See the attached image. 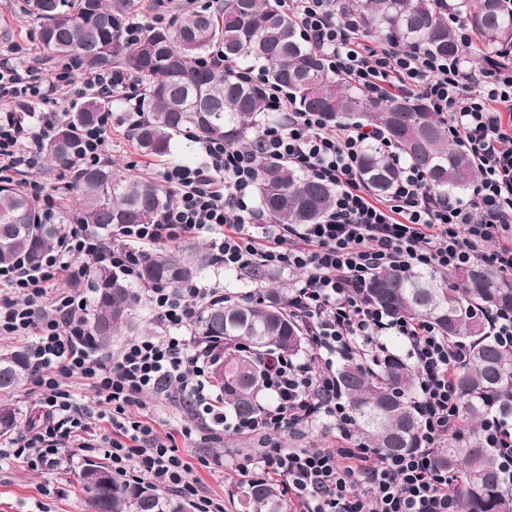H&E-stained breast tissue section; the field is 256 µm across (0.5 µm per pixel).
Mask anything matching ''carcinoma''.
<instances>
[{"label":"carcinoma","mask_w":512,"mask_h":512,"mask_svg":"<svg viewBox=\"0 0 512 512\" xmlns=\"http://www.w3.org/2000/svg\"><path fill=\"white\" fill-rule=\"evenodd\" d=\"M133 0H24V10L38 29L39 48L47 59H76L85 69L131 71L144 81V122L134 133L141 150L154 157L172 153L178 136L219 138L253 147L269 112L270 90L286 92L300 112L319 114L336 127L360 123L379 127L402 159L421 169L428 185L442 194L469 190L475 169L465 150L448 141L438 113L415 98L373 100L362 90L330 75L317 50L307 44L282 0H224L220 16L189 12L173 29L150 28L134 45L120 39ZM349 8L375 31L401 45L429 53L461 54L448 17L434 0H350ZM448 9L466 15L479 35L473 60L495 53L512 61V9L505 0H452ZM224 59L259 63L261 82L233 68L202 66L212 50ZM107 101L94 98L62 122L43 152L70 170L77 152L75 128L98 120ZM360 175L379 195L389 193L398 168L376 144L360 157ZM69 189L79 204L82 223L101 235L125 224H147L171 200L155 179L123 174L104 161L71 170ZM261 209L275 224H315L332 207L336 188L284 164H267L257 178ZM68 212L47 222L33 200L17 186L0 181V263L17 257L36 266L54 249ZM209 266L197 244L159 248L146 254L140 269L144 286L177 288L198 278ZM87 273L95 289L91 325L95 343L131 326L139 296L128 281L104 265ZM372 300L393 315L425 318L453 342L465 344L466 360L456 370L459 414L471 427L469 438L452 437L436 454L437 464L460 470L462 512H512V489L501 479L499 460L483 447L480 426L489 417L512 418V348L491 335L480 315L484 308H512V279L475 264L450 279L435 271L384 269L370 281ZM288 292L271 288L258 299L217 302L202 308L194 335L214 345L211 378L224 411L248 419L257 415L263 396V364L270 356L300 355L307 344L299 323L288 315ZM31 368L22 350L0 354V397L8 398L28 380ZM356 424L357 442L399 454L422 445L415 404V370L398 352L375 360L347 359L337 368ZM12 404L0 412V438L19 426ZM86 461L78 480L90 512H189L190 504L160 493L152 485L111 479L98 493ZM243 512H288L289 504L274 482L259 479L244 486Z\"/></svg>","instance_id":"cac0c4a2"}]
</instances>
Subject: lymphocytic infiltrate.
Here are the masks:
<instances>
[{
  "instance_id": "obj_1",
  "label": "lymphocytic infiltrate",
  "mask_w": 512,
  "mask_h": 512,
  "mask_svg": "<svg viewBox=\"0 0 512 512\" xmlns=\"http://www.w3.org/2000/svg\"><path fill=\"white\" fill-rule=\"evenodd\" d=\"M284 4L330 74L369 97L399 92L439 113L449 139L463 145L478 169L468 195L439 194L406 164L390 195L373 196L358 164L378 132L362 125L328 129L314 113L281 102L275 109L287 113V121L265 125L255 148L200 141V165L162 169L160 179L173 199L150 223L125 225L107 239L74 213L59 246L39 266L21 259L0 265V334L26 338L30 383L42 409L40 424L12 438L0 457L34 471H56L70 462L65 445L76 438L80 450L103 453L123 480L175 492L195 503L197 512H224L223 503L206 496L192 478L179 440L219 442L228 431L303 435L322 425L345 447L267 442L259 452L261 473L281 485L298 512H461L459 479L437 465L435 451L464 429L454 383L463 351L428 321L387 315L367 288L377 272L393 267L448 272L484 262L512 278V65L477 74L460 56L441 58L370 39L354 13L338 10L337 0ZM91 94L118 95L121 122L127 133L135 132L144 116V90L121 72L85 70L65 60L45 79L34 66L0 61V100L41 107L27 138L12 125H0V174L34 164L61 121V107ZM111 125L107 111L97 125L79 132L73 167L100 162ZM266 162L286 163L335 186L333 208L315 224L270 223L252 203ZM186 236L208 239L217 267L238 276L259 269L299 274L288 288V310L301 319L312 354L267 363L270 401L252 419L225 414L208 375L211 353L189 332L202 307L232 300L223 286L190 280L177 288L145 289L154 333L128 339L107 355L95 345L86 296L69 286L89 262L138 281L147 248ZM389 336L402 341L415 366L425 441L400 455L354 444V424L336 384L338 360L379 355ZM73 378L94 391V405L78 403L69 385ZM173 391L188 403L198 426L163 435L144 399ZM93 417L106 421L111 434L87 438ZM482 438L512 486V422L489 420Z\"/></svg>"
}]
</instances>
